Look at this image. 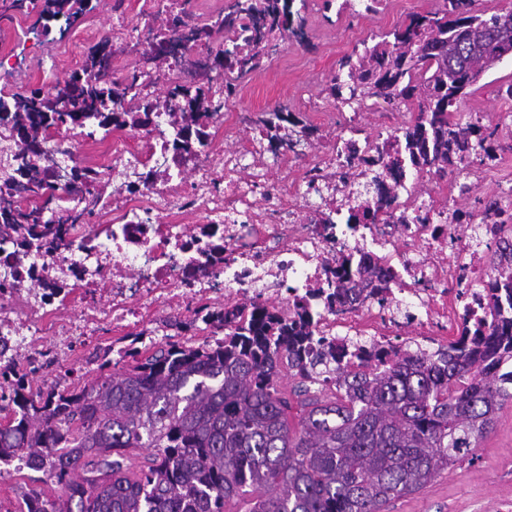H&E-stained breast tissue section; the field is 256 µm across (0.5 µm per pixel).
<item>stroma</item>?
I'll use <instances>...</instances> for the list:
<instances>
[{"label": "stroma", "instance_id": "1", "mask_svg": "<svg viewBox=\"0 0 512 512\" xmlns=\"http://www.w3.org/2000/svg\"><path fill=\"white\" fill-rule=\"evenodd\" d=\"M112 2L88 0L87 8L65 31L60 30L58 22H47L36 9L0 14V44L12 46L16 25H26L34 32L14 79L8 84L0 83V94L41 88V77L49 69L57 79L68 78L80 67L88 47L110 39L114 29H129L149 19L140 9V0H126L122 18L113 19ZM321 3L322 0H307L308 44L278 43L262 69L239 80L236 96L224 110L229 123L278 103L300 113L308 125L318 129L319 135L302 145L294 157L293 164L299 169L331 147L325 132L336 115L326 80L335 73L341 57L373 34L392 29L408 15L435 8L438 0H384L378 14H352L333 23L323 18ZM510 83L512 58H507L489 67L462 104L463 111L477 114L483 124L497 127L501 145L498 160L491 166L472 162L468 194H460L452 178L438 181L437 200L453 195L456 207L468 212L476 198L504 195L512 190V98L499 93L501 86ZM139 331L136 325L116 330L111 324H100L94 331L95 347L45 366L34 381L39 385L54 383L60 369L94 359L114 339ZM382 512H512V403L503 407L490 432L464 462L449 467L420 491L392 500Z\"/></svg>", "mask_w": 512, "mask_h": 512}]
</instances>
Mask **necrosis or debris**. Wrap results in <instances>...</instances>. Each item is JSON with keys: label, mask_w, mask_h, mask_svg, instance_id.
I'll use <instances>...</instances> for the list:
<instances>
[{"label": "necrosis or debris", "mask_w": 512, "mask_h": 512, "mask_svg": "<svg viewBox=\"0 0 512 512\" xmlns=\"http://www.w3.org/2000/svg\"><path fill=\"white\" fill-rule=\"evenodd\" d=\"M136 153L112 144L121 165L142 168L167 152L177 138L168 122L139 129ZM277 166L248 163L250 145L198 169L192 182L180 170L146 179L105 211V223L80 226L67 248L20 262H0V358L19 371L41 366L44 324L52 289H87L78 316L58 324L55 355L91 345L102 321L139 320L144 307L183 310L199 301L260 304L281 318L314 316L318 337L338 345L361 343L341 366L368 368L385 360L400 341L447 347L449 329L491 317L488 285L497 269L483 243L458 239L449 225L453 203L435 204L427 175L399 182L395 203L374 224H343V185L336 180L346 159L319 156L292 178L288 142L263 143ZM193 211L199 224H150L148 213ZM28 297L25 311L18 298Z\"/></svg>", "instance_id": "necrosis-or-debris-1"}]
</instances>
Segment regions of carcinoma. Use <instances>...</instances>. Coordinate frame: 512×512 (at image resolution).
<instances>
[{"label": "carcinoma", "instance_id": "carcinoma-1", "mask_svg": "<svg viewBox=\"0 0 512 512\" xmlns=\"http://www.w3.org/2000/svg\"><path fill=\"white\" fill-rule=\"evenodd\" d=\"M224 13L196 29V39L218 42L222 69L171 88L163 98L138 96L145 73L109 74L112 53L90 48L80 69L55 86L0 97V129L15 151V177L0 185V239L14 255L33 244L67 246L75 225L90 224L107 193L108 173L71 166L63 179L34 149L60 128L91 138L110 126L148 128L160 118L179 127L176 165L189 166L205 151L200 128L223 116L236 85L264 66L275 40L307 41L306 17L295 0H231ZM476 0H441L341 59L329 79L336 108L357 111L381 98L409 105L417 115L395 134L405 141L420 171L439 178L466 169L470 159H498L497 129L464 117L460 102L496 61L503 33L512 44V9L480 10ZM81 0H50L56 16L78 15ZM252 124L270 141L312 129L277 105ZM404 173L390 149L376 146L356 165L353 178L380 193L376 208L394 198L382 185ZM93 187L79 206L57 205L74 183ZM482 223L504 231L507 204L482 200ZM492 320L477 328L462 322L461 340L431 355L397 351L383 368L355 371L323 366L311 322H288L254 305L214 312L208 305L172 326L202 322L224 332V341L197 346L168 342L140 358L138 337L129 341L132 363L100 357L97 377L66 389L39 386L0 363L11 394L0 397V464L25 456L36 463L34 483H54L62 494L34 488L20 512H224V502L245 494L247 512H381L390 500L413 494L455 465L492 429L512 401V266L490 286ZM317 369L311 383L332 387L316 399L299 427L288 424L290 404L279 388L281 368ZM151 450L148 464L129 474L125 452Z\"/></svg>", "mask_w": 512, "mask_h": 512}]
</instances>
